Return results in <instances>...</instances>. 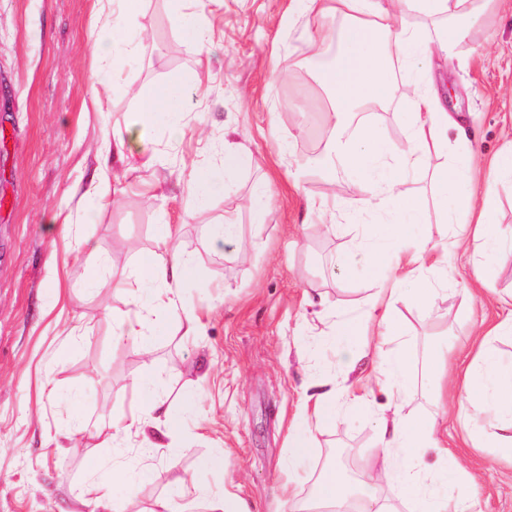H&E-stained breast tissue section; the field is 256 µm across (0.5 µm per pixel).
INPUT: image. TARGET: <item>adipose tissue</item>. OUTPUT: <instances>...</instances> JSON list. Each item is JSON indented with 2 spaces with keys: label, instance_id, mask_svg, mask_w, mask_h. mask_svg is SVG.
<instances>
[{
  "label": "adipose tissue",
  "instance_id": "adipose-tissue-1",
  "mask_svg": "<svg viewBox=\"0 0 512 512\" xmlns=\"http://www.w3.org/2000/svg\"><path fill=\"white\" fill-rule=\"evenodd\" d=\"M93 15L92 72L93 99L102 102L108 89L109 74H120L123 67L136 64L144 50L140 21L141 0H97ZM500 0H290L289 17L311 20L314 42L325 43L331 34L339 36V52L331 66L320 74L332 96V128L311 165L320 173L346 166L362 178L356 207L361 211L387 208L386 223L372 225L368 246L343 253L337 263L350 276L364 275L373 292L362 313L334 325L338 339L375 337L377 345L395 341L389 354H374L372 380L390 399L408 394L415 374L411 359L397 340L405 334L403 323L393 313L397 298L406 297L423 311H433L436 290L430 279L417 268L400 278L383 275L390 255L400 253L410 243L421 252H439L440 263H447L459 251L477 245L479 260L475 285H486L487 274L499 252L512 246V232L497 222L496 183L512 177V143L477 165L474 145L462 130L456 114L445 111L436 97L418 89L407 114L409 151H401L384 139L366 113L386 104L392 94L398 66H411L431 56L433 50L449 51L464 41L482 11L499 8ZM432 18L423 26L417 16ZM184 86L172 80L153 93L138 98L137 119L160 122L169 140L182 141L186 125L180 102ZM141 133L126 127L123 133L105 138L100 150L103 163L90 177L75 183L70 197L104 207L113 203L110 192L111 168L108 156H116L131 169H138ZM246 148H225L216 163L191 167L181 183L192 208H200L225 189L226 177L244 160ZM443 157L442 166L432 174L429 196L409 193L408 174L431 157ZM438 211L442 223L452 233L441 245H434L426 231L431 211ZM178 229L163 225L159 234L160 251L141 267L144 284L139 304L119 323L113 334L134 344L142 343L149 332L148 317L155 312L169 313L184 326L196 331L199 315L178 307L180 290L192 275L191 259L178 250ZM512 334V319L483 328L475 354L464 372V395L459 412L472 422L488 423L492 444L499 455L512 461V362L503 360L491 346L494 336ZM134 385L145 401L142 410L113 419L110 428L95 429L101 445H119L135 440L140 448L153 445V434L160 428L173 429L175 415L164 409L149 378ZM336 394H317L304 404L302 417L289 433L294 460H302L314 429L334 421ZM383 451V470L396 483L408 512H476V501L469 494L472 477L465 467L445 465L427 472L428 454L448 456L451 450L440 433L436 418L400 415L378 416ZM373 477L350 483L345 471L327 466L309 497L289 499V512H389L373 492ZM135 478L125 466L103 469L101 476L86 484L81 497L94 499L108 512H123L114 493L131 496Z\"/></svg>",
  "mask_w": 512,
  "mask_h": 512
}]
</instances>
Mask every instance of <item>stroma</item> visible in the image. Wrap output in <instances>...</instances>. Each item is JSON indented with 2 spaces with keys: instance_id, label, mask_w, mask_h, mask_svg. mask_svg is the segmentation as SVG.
Masks as SVG:
<instances>
[{
  "instance_id": "1",
  "label": "stroma",
  "mask_w": 512,
  "mask_h": 512,
  "mask_svg": "<svg viewBox=\"0 0 512 512\" xmlns=\"http://www.w3.org/2000/svg\"><path fill=\"white\" fill-rule=\"evenodd\" d=\"M288 2L189 0L188 13L215 33L204 71L169 0H144L140 24L150 48L124 68L98 110L89 83L94 0H0V512H94L77 494L98 460L142 471L125 512H153L162 499L181 512H215L227 490L253 512H283L284 489L308 496L326 449L336 447L353 449L356 475L375 473L378 494L398 502L394 482L378 474L373 415L388 406V395L367 382L371 358L348 369L329 340L334 322L359 315L370 293L364 279L340 275L336 258L387 215L353 209L357 172L326 176L306 166L330 121L307 20H287ZM175 77L185 87L184 140L167 143L161 128L150 127L143 148L157 163L130 172L112 161L125 189L117 205L97 210L90 224L66 221L68 191L95 168L103 134L132 119L137 94ZM428 78L447 108L463 112L479 159L499 153L512 141V11L483 16L452 51L434 52ZM416 80V72H399L391 101L371 114L381 135L402 148ZM228 142L247 147L246 161L222 196L189 212L180 170L213 163ZM264 182L274 199L258 219L247 200ZM310 198L337 201L335 231L308 215ZM226 212L236 215L245 240L229 254L208 238L209 224ZM164 224L180 225V247L195 263L181 300L201 311L202 324L188 335L151 316L156 336L147 358L116 341L112 325L133 309L139 262L155 251ZM83 239L109 260L110 279L94 288L84 285L87 251L73 247ZM473 275L468 255L447 272L429 271L442 285L435 314L396 302L415 366L444 337L454 365L464 368L482 323L512 312L498 302L512 295V248L499 254L491 290L474 302L470 321L459 322L466 297L454 285ZM116 278L123 288H113ZM143 375L179 418L160 447L102 448L90 432L77 431L72 398L88 424L106 423L138 407L132 380ZM325 386L335 387L338 400L363 393L367 401L315 431L303 470L293 472L288 429L306 397ZM402 412L443 419L449 447L474 478L481 512H512V463L496 449L465 443L469 425L456 407L435 405L420 391ZM172 440L182 453L169 452ZM218 452L223 468L201 467ZM187 479L199 492L184 498Z\"/></svg>"
}]
</instances>
